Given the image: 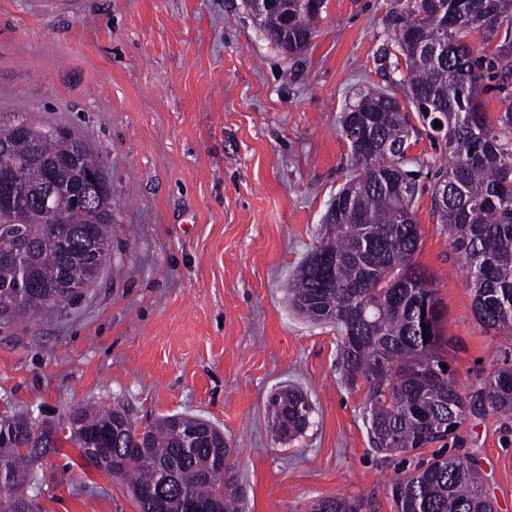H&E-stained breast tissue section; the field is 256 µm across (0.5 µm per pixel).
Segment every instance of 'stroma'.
<instances>
[{
  "instance_id": "stroma-1",
  "label": "stroma",
  "mask_w": 512,
  "mask_h": 512,
  "mask_svg": "<svg viewBox=\"0 0 512 512\" xmlns=\"http://www.w3.org/2000/svg\"><path fill=\"white\" fill-rule=\"evenodd\" d=\"M403 0H325L303 54H282L243 0H0V112L70 128L112 184V254L78 303L0 324V415L58 427L35 468L37 512H139L130 484L66 439L69 410L176 412L218 425L243 512H307L363 497L396 512L394 481L415 458L374 452L366 384L337 365L335 325L288 304V278L319 245L349 178L344 112L365 84L388 88L391 16ZM424 177L415 263L434 283L457 387L512 365V333L476 320L464 261L433 218L436 151L410 133ZM293 386L314 424L276 439L268 404ZM447 454L479 471L495 512H512V419L469 413Z\"/></svg>"
}]
</instances>
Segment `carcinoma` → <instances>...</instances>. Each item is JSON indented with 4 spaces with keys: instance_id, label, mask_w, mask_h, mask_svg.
<instances>
[{
    "instance_id": "cac0c4a2",
    "label": "carcinoma",
    "mask_w": 512,
    "mask_h": 512,
    "mask_svg": "<svg viewBox=\"0 0 512 512\" xmlns=\"http://www.w3.org/2000/svg\"><path fill=\"white\" fill-rule=\"evenodd\" d=\"M448 17L425 0H405L396 15L393 41L404 58V99L368 87L345 113L342 135L352 155L351 177L338 194L348 209L324 217L319 246L301 262L288 294L294 308L314 323H332L341 333L340 366L347 383L368 384L364 414L371 446L380 453L407 454L437 443L447 446L475 405L503 419L512 418V368L493 371L474 394L453 383L440 348V311L435 288L415 267L420 245L414 210L419 188L406 167L409 130L406 109L433 136L434 118L422 109L446 114L448 141L435 182L448 184L442 207L431 189V209L448 229L452 248L466 261L473 311L486 329L512 332V179L503 176L512 161V105L491 120L482 112L478 87L484 79L512 83V6L494 0H447ZM293 22L280 25L277 12L256 23L282 51L299 54L314 35L313 15L288 0ZM448 30H443V26ZM443 32L448 56L429 62L412 38ZM461 31L496 42L476 55ZM370 123L387 151L367 159L352 134ZM49 124L29 115L0 113V184L13 171L30 195L14 213L0 211V320H28L76 302L97 280L110 257L112 209L91 218L71 203L72 190L90 169L105 171L101 160L72 133L48 137ZM390 172L406 183L390 192L382 181ZM53 189L59 197L47 212L35 201ZM56 240L44 236L46 225ZM428 331H423V326ZM272 430L296 441L313 425V407L299 390L285 389L269 402ZM69 441L89 464L103 468L96 453L106 448L117 471L130 480L140 512H240L241 488L228 464L231 448L224 432L208 420L167 414L138 434L135 422L118 409L68 414ZM58 429L37 425L24 415L0 418V512H15L14 490L28 488L33 464L57 451ZM397 512H494L480 473L469 463L440 452L419 462L414 473L396 480ZM359 498L336 497L312 512H360Z\"/></svg>"
}]
</instances>
